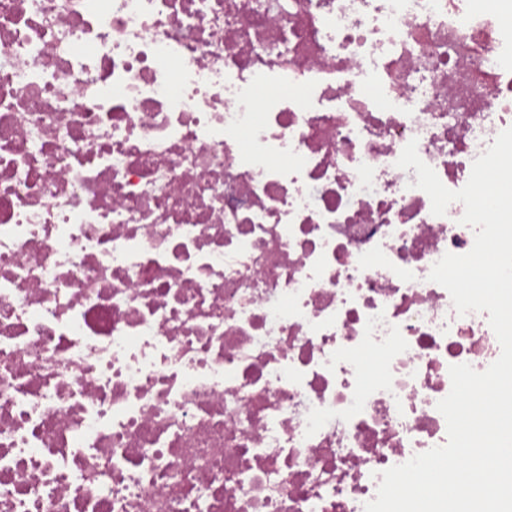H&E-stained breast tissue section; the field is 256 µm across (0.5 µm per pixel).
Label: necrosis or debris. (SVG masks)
<instances>
[{
  "mask_svg": "<svg viewBox=\"0 0 512 512\" xmlns=\"http://www.w3.org/2000/svg\"><path fill=\"white\" fill-rule=\"evenodd\" d=\"M466 0H0V512H364L501 353L428 275L512 127Z\"/></svg>",
  "mask_w": 512,
  "mask_h": 512,
  "instance_id": "1",
  "label": "necrosis or debris"
}]
</instances>
